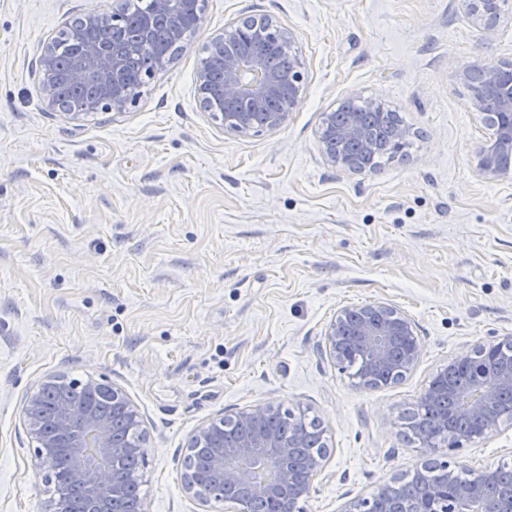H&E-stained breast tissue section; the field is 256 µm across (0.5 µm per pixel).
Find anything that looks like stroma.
I'll list each match as a JSON object with an SVG mask.
<instances>
[{
  "label": "stroma",
  "instance_id": "1",
  "mask_svg": "<svg viewBox=\"0 0 512 512\" xmlns=\"http://www.w3.org/2000/svg\"><path fill=\"white\" fill-rule=\"evenodd\" d=\"M113 0H0V512L49 500L22 406L51 376L121 387L148 448L150 512H202L182 461L200 424L260 403L306 409L330 455L306 512H339L423 450L405 415L431 376L512 337V178L473 157L485 129L459 73L512 61V20L462 0H208L199 29L135 107H47L38 56L63 22ZM269 16L296 36L302 99L274 132L225 135L198 104L201 49ZM399 113L409 145L375 173L327 166L318 128L349 91ZM390 303L421 357L364 388L334 365L337 310ZM512 464V425L453 462ZM506 0H464L466 11L475 22L487 31H491L504 16Z\"/></svg>",
  "mask_w": 512,
  "mask_h": 512
}]
</instances>
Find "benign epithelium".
<instances>
[{"label":"benign epithelium","mask_w":512,"mask_h":512,"mask_svg":"<svg viewBox=\"0 0 512 512\" xmlns=\"http://www.w3.org/2000/svg\"><path fill=\"white\" fill-rule=\"evenodd\" d=\"M505 3L506 0H463L466 11L487 31L503 18ZM152 4L154 15L164 20L171 45L180 51L186 48L189 29L185 15L189 13L201 22L207 0H152ZM125 16L122 8L114 7L110 13L89 14L66 24L63 32L79 45V50L64 63L59 60L55 40L43 45L39 68L48 106L78 119L92 111L121 114L135 104L126 80L129 47L83 39L85 26L104 24L116 28L123 25ZM250 32L251 20L247 18L226 24L203 46L196 72L200 108L220 122L224 133L230 136L283 127L300 103L304 88L303 62L295 35L269 16L261 20L262 46L286 50L294 59L288 69L278 70L268 66L263 50L247 57L238 53L237 41ZM174 58L168 51L154 53L153 69L142 76V82L167 70ZM511 67L475 63L460 74L466 83L471 81V71L481 74L480 86L471 90L467 108L487 130L474 162L477 172L489 180L512 177V164L504 165V159H512V82L506 84L502 78L503 70ZM60 80L78 88L91 86L95 95L62 102L56 96ZM318 138L328 166L350 173L367 170L375 139L373 129L357 122L338 125L335 113L328 112L322 118ZM359 311L356 336L363 356V368L357 375L359 384L371 387L376 375L383 372H398L405 377L421 355L414 321L396 306L382 301L364 304ZM350 312V308L340 309L324 332L326 350L341 368L349 361L341 333ZM511 348L512 338L505 337L455 357L434 374L422 398L433 400L440 394L447 383L448 370ZM61 384L68 381L63 377L48 378L24 401L23 416L36 442L35 458L40 467L52 473L65 467L67 484L81 491V512H119L118 506L127 500L130 483L143 480L146 438H140L134 446L115 436L111 419L88 405L61 402L51 420H46L42 394ZM83 387L112 394V411L122 418L128 431L143 432L141 414L121 388L96 380L85 382ZM505 392L512 393V366L479 377L470 388L459 391L458 413L474 422L467 433H448L446 417L432 429L417 420L406 423L424 449L425 464L446 475L443 483L407 498L403 495V479L392 477L372 494L346 502L340 512H512V486L503 491L494 508L487 506L486 488L497 476L493 467L477 471L463 483L448 478L452 473L449 452L465 442L487 438L503 423L495 413V405ZM278 414V406L257 404L198 426L187 444L182 473L185 493L203 506L222 503L230 507L229 512H251L254 498L281 502L286 505V512H305L313 481L324 471L329 449L296 465L295 449L308 433L307 411L299 409L290 414L296 431L286 438L268 426V421Z\"/></svg>","instance_id":"1"}]
</instances>
